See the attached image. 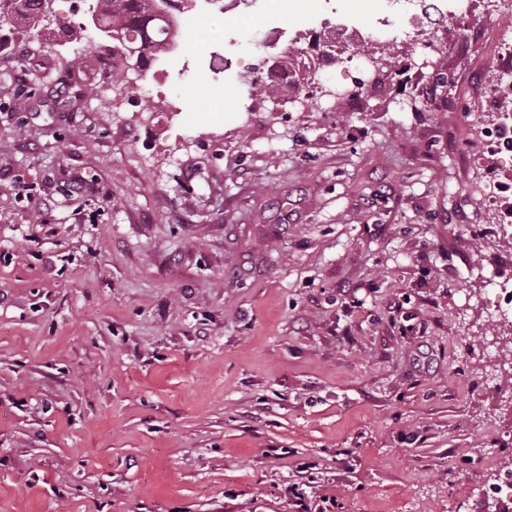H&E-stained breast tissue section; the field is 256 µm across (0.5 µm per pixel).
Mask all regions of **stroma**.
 <instances>
[{
    "label": "stroma",
    "instance_id": "obj_1",
    "mask_svg": "<svg viewBox=\"0 0 512 512\" xmlns=\"http://www.w3.org/2000/svg\"><path fill=\"white\" fill-rule=\"evenodd\" d=\"M223 3L231 68L146 97L78 29L0 63V512H298L295 487L311 512H512L486 284L512 274V155L481 147L512 10L336 0L430 49L395 43L393 74L328 59L284 109L244 80L270 21L319 32V0Z\"/></svg>",
    "mask_w": 512,
    "mask_h": 512
}]
</instances>
